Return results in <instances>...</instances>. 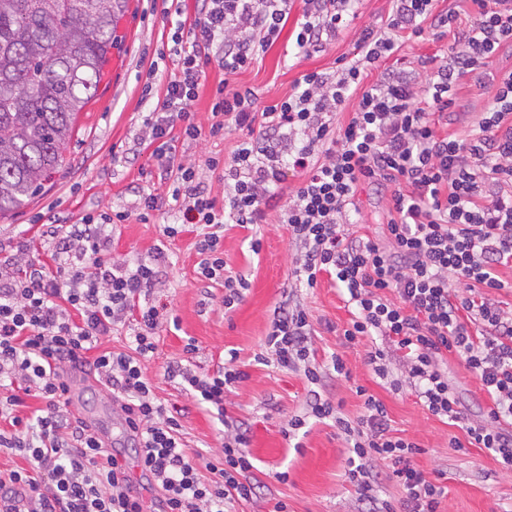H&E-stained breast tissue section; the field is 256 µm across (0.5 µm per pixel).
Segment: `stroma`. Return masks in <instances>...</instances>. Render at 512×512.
Listing matches in <instances>:
<instances>
[{"label": "stroma", "instance_id": "obj_1", "mask_svg": "<svg viewBox=\"0 0 512 512\" xmlns=\"http://www.w3.org/2000/svg\"><path fill=\"white\" fill-rule=\"evenodd\" d=\"M390 9V0H357L355 18L325 51L307 56L283 37L262 60L236 75L225 76L217 65H210L207 84L212 87L225 78L231 85L253 89L259 106L271 104L288 96L305 72L329 71L335 69L337 58L353 57L362 28L386 26ZM167 30L153 0H129L116 21L120 47L112 52L122 61L120 70L105 69L92 101L77 114L65 167L27 205L0 217V257L15 256L18 241L24 239L31 256L48 260L40 225L75 224L90 212L129 210L130 219L112 228L111 253L129 262L158 253L164 256L161 281L151 298L167 306L179 327L161 331L157 350L143 367L156 397L179 410L187 447L207 458L218 454L222 426L178 382L165 378L167 362L181 357L192 340L197 345L195 369L206 374L215 370L220 354L236 350L237 366L248 377L227 394L225 407L229 420L249 430L248 452L254 464L250 477L259 484L257 500L240 504L239 512H272L280 501L287 503L288 512H358L357 495L344 476L349 450L332 419L308 418L304 434L285 435L289 419L308 411L306 379L276 362L257 361L265 350L274 310L290 288L292 264L299 253L286 225L279 222L278 210H270L264 224L224 227V259L248 283L241 302L229 312L224 309L223 286L202 281L197 274L194 244L207 233V226L195 225L193 231L173 239L162 234L163 225L177 223L179 213L156 160L139 153L137 139L144 116L162 98L165 82L176 68V59L164 44ZM151 67L158 79L147 95L143 85ZM489 72L497 76L512 72L511 44L502 45L484 69L459 79L454 103L440 120L441 130L459 135L472 129L487 106L488 94L479 83ZM194 109L203 133L195 140L177 141L176 161L201 166L211 157L228 158L241 131L229 126L217 136L209 135V95H201ZM146 193L161 197L163 205L143 221L136 211ZM254 238L261 241L256 253L249 248ZM297 295L310 315L317 363L329 364L332 355L339 354L352 374L348 382L325 378L323 398L351 419L363 411L356 386L382 400L395 434L420 446L416 463L431 480L446 487L440 512H512V471L502 469L494 456L479 448L450 447L448 440L459 435V428L429 414L410 388L395 391L388 382H379L365 361V345L345 346L343 330L350 314L332 281L321 277L316 288L298 289ZM448 378L458 386L469 418L479 419L485 396L465 362L454 354L448 357ZM279 472L287 473L286 481L276 480Z\"/></svg>", "mask_w": 512, "mask_h": 512}]
</instances>
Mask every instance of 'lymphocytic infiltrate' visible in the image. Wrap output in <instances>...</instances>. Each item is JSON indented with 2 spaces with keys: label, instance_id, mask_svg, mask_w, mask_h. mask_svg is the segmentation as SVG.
<instances>
[{
  "label": "lymphocytic infiltrate",
  "instance_id": "lymphocytic-infiltrate-1",
  "mask_svg": "<svg viewBox=\"0 0 512 512\" xmlns=\"http://www.w3.org/2000/svg\"><path fill=\"white\" fill-rule=\"evenodd\" d=\"M294 0H200L185 22L184 0H171L176 19L169 28L178 70L162 101L143 119L139 148L151 151L162 172L172 174L171 197L182 223L205 224L196 243L199 269L224 283V307L232 309L246 282L224 260L219 226L263 224L288 173L302 181L280 219L301 254L296 286L334 282L351 314L346 345L382 336L388 347L371 346L366 362L379 378L389 375L397 353L406 380L434 416L459 424L471 445L486 450L512 470V306L498 300L508 283L500 268L512 265V72L489 82L490 99L475 129L440 134L436 118L453 103L456 81L485 65L503 44L512 43V0H472L476 15L460 26L437 0H392L386 27L365 26L351 60L335 73L310 71L288 97L257 108L253 89L229 84L279 39ZM294 46L323 51L354 15L355 0H302ZM450 35L449 63L420 60L411 71L384 70L365 84L366 69L394 55L404 39ZM225 73L212 94L216 121L260 124L258 137L240 141L230 158L206 165L178 163L170 156L178 138H198L193 104L206 85L207 68ZM357 107L344 124L337 110L349 98ZM302 135V145L289 143ZM221 171L224 199L208 191L204 171ZM366 187L389 195L390 207L379 244L350 233L356 195ZM129 211L85 215L67 229L44 230L50 263L30 259L22 272L0 262V452L21 455L26 467L0 476V512H12L18 494L28 512H144L129 501L132 482L118 456L71 411L72 371L91 369L133 431L134 458L158 490L154 512H236L253 501L257 486L248 431L228 425L221 451L210 459L187 451L179 419L158 401L141 360L156 350V334L167 323L166 305L148 297L160 280V261L129 266L107 249L108 224H121ZM132 322L123 351L105 349L113 326ZM312 325L297 295L288 292L274 312L266 352L281 366L302 371L307 382L325 376L311 351ZM463 359L489 405L482 419L469 420L442 368L446 354ZM198 403L225 418L224 397L244 371L224 361L199 375L175 361L165 368ZM363 412L350 420L334 415L330 402L315 400L309 416L296 415L289 432L307 417L333 418L351 450L345 472L366 512H395L377 494L372 470L377 460L394 464L392 476L404 493L405 512H439L444 486L429 480L413 458L416 443L393 435L384 403L364 387ZM45 406L29 416L19 409L26 397Z\"/></svg>",
  "mask_w": 512,
  "mask_h": 512
}]
</instances>
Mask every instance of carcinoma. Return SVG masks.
Wrapping results in <instances>:
<instances>
[{
	"label": "carcinoma",
	"instance_id": "carcinoma-1",
	"mask_svg": "<svg viewBox=\"0 0 512 512\" xmlns=\"http://www.w3.org/2000/svg\"><path fill=\"white\" fill-rule=\"evenodd\" d=\"M128 0H0V215L65 164Z\"/></svg>",
	"mask_w": 512,
	"mask_h": 512
}]
</instances>
